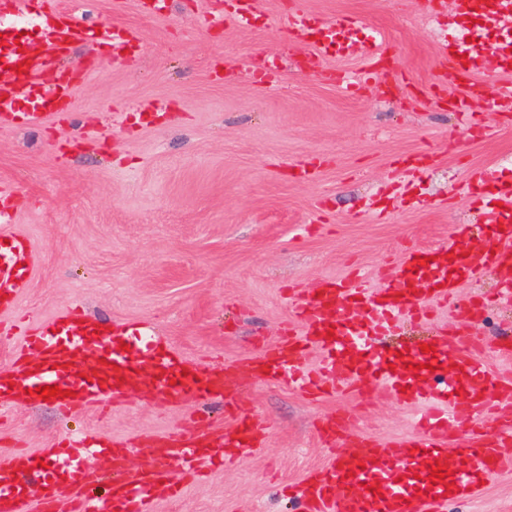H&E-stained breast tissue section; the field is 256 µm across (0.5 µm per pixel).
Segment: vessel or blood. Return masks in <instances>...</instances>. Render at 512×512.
Listing matches in <instances>:
<instances>
[{"label":"vessel or blood","mask_w":512,"mask_h":512,"mask_svg":"<svg viewBox=\"0 0 512 512\" xmlns=\"http://www.w3.org/2000/svg\"><path fill=\"white\" fill-rule=\"evenodd\" d=\"M459 24L480 17L490 29L512 21V0H451ZM37 12L39 38L16 43L0 38V114L22 125H39L52 115L68 111L75 88L84 75L60 69L69 47L89 37L107 41L122 53L133 41L125 29L101 24L90 30L73 17H61L59 0H0V14ZM291 29L319 31L313 40V61L331 51L352 50L347 38L357 32L353 18L336 24L311 22L293 13ZM389 49L381 30H374L363 51L357 75L339 71L334 81L352 92L382 76L381 59ZM493 54L502 75L512 74V41L486 46L460 34L437 45L440 86L458 85L457 93L435 95V102L458 113L468 132L477 138L493 135L484 114L474 111L462 85L479 70L486 54ZM38 95L47 107L25 109L23 97ZM475 198L495 202L485 214L483 245L475 252L448 244L426 251L409 250L378 289L367 288L364 276L326 279L300 295L296 322L283 326L280 336L265 345L249 362L252 380H283L313 396L331 392L371 397L401 395L408 406L420 407L419 437H401L387 444L359 437L360 451L337 449L346 438L348 417L337 414L324 424L321 437L334 452L327 467L294 487L303 512H446L457 496H476L483 482L512 467V377L487 373L472 352L478 340L470 324L481 315L476 301L462 313L463 326L440 330L428 344L429 352L403 354L378 346L376 337L391 331L405 317L433 315L435 305L454 302L458 288L479 275L503 273L497 296L512 299V183L497 172L483 169L467 183ZM15 184L0 181V312L14 307L34 273L27 238L9 228L16 208ZM19 336L8 368L0 370V405L28 397L39 400L44 386L67 390L56 405L65 411L86 409L100 402L116 405L136 396L161 408L212 399L234 405L239 390L231 367H208L186 359L138 325L110 328L64 308L53 321L20 331L0 324V337ZM318 353L317 369L305 366L309 353ZM499 415L505 428L486 431L478 414ZM188 432L179 435L141 434L131 440L104 441L94 432L73 434L40 453L20 450L0 458V512H24L25 479L42 473L38 512H149L150 503L176 498L193 478L196 463L207 457L221 464L245 457L263 447L265 436L254 422L222 426L205 411H195ZM468 433L464 445L451 442L457 429ZM144 453L137 464L129 457L135 448ZM110 450L112 488L107 502L80 495L96 472L85 466L87 457ZM48 469H41V462ZM445 478H431L436 465Z\"/></svg>","instance_id":"b4317fda"}]
</instances>
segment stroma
<instances>
[{
  "instance_id": "obj_1",
  "label": "stroma",
  "mask_w": 512,
  "mask_h": 512,
  "mask_svg": "<svg viewBox=\"0 0 512 512\" xmlns=\"http://www.w3.org/2000/svg\"><path fill=\"white\" fill-rule=\"evenodd\" d=\"M87 25L133 27L140 38L124 61L108 45H79L62 68L86 71L69 112L22 129L0 120V180L19 189L12 231L28 236L36 271L9 321L50 322L79 305L91 318L137 323L185 358L243 363L293 320L288 289L360 271L372 285L409 248L447 245L459 226L476 224L466 184L493 169L512 177V120L487 108L496 68L484 65L469 92L497 132H466L455 113L431 102L436 46L454 30L419 0H254L253 23L234 24L222 0H166L143 13L139 0H64ZM355 18L362 35L381 29L402 72L400 90L379 84L346 95L331 71L357 72L359 55L335 56L301 71L309 47L288 31L289 13ZM267 80H260V71ZM429 155L404 194L384 193L398 161ZM318 165L311 181L293 174ZM386 219L371 222L372 211ZM491 274L460 288L457 304L485 303L472 330L489 374L512 364V303L497 302ZM402 322L384 339L415 350L437 324ZM216 420L248 416L265 446L228 468L212 466L179 498L152 512H292L288 485L330 458L322 418L347 412L355 434L386 442L415 434L414 411L393 397L334 393L318 400L280 381H243L233 409L213 405ZM189 406L160 411L130 398L106 415L19 402L0 413V453L15 444L39 451L67 430L96 428L105 438L183 431ZM448 512H512V468Z\"/></svg>"
}]
</instances>
